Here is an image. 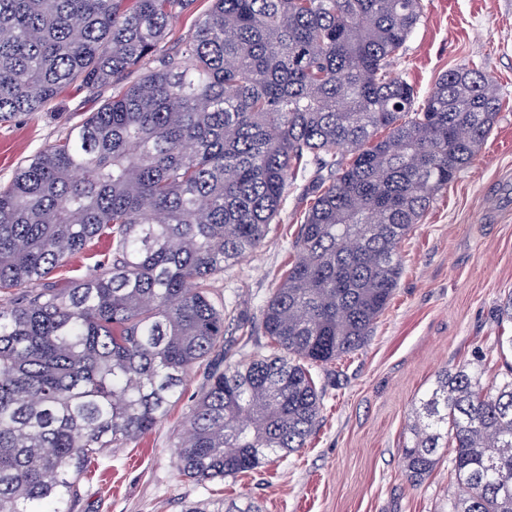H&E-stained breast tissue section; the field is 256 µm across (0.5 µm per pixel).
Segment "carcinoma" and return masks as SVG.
Returning <instances> with one entry per match:
<instances>
[{
    "label": "carcinoma",
    "mask_w": 512,
    "mask_h": 512,
    "mask_svg": "<svg viewBox=\"0 0 512 512\" xmlns=\"http://www.w3.org/2000/svg\"><path fill=\"white\" fill-rule=\"evenodd\" d=\"M193 3L0 0V123L77 80L112 89L0 187V512H74L104 449L167 414L234 320L216 280L261 246L310 166L294 259L261 309L277 352L207 373L177 466L203 484L304 447L322 409L312 370L367 342L401 242L497 121L488 74L450 69L418 105L389 71L421 0H212L161 49ZM101 238L93 273L34 287ZM482 362L438 376L401 449L412 484L448 458L443 512H512V364L485 383ZM184 512L258 510L244 498Z\"/></svg>",
    "instance_id": "1"
}]
</instances>
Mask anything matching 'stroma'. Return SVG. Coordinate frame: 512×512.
I'll list each match as a JSON object with an SVG mask.
<instances>
[{"instance_id": "1", "label": "stroma", "mask_w": 512, "mask_h": 512, "mask_svg": "<svg viewBox=\"0 0 512 512\" xmlns=\"http://www.w3.org/2000/svg\"><path fill=\"white\" fill-rule=\"evenodd\" d=\"M464 65L494 78L502 110L477 157L402 242L398 287L365 345L318 369L323 408L305 447L258 473L204 486L186 481L177 445L205 383L197 368L152 431L102 457L77 512H182L185 503L213 495L250 498L261 512H441L452 491L447 462L413 485L400 450L412 439L411 410L437 375L512 336V323L497 317L512 291V0H422L421 20L393 72L423 98L439 76ZM101 103L71 85L47 110L0 124V184ZM306 183L297 178L263 244L216 282L217 297L235 311L218 366L271 351L261 308L293 256L310 203Z\"/></svg>"}]
</instances>
